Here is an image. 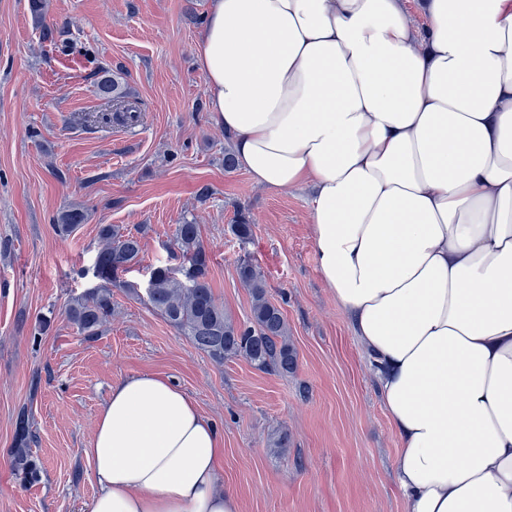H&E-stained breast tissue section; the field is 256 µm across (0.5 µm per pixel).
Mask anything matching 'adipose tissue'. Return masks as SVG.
I'll list each match as a JSON object with an SVG mask.
<instances>
[{"label": "adipose tissue", "mask_w": 512, "mask_h": 512, "mask_svg": "<svg viewBox=\"0 0 512 512\" xmlns=\"http://www.w3.org/2000/svg\"><path fill=\"white\" fill-rule=\"evenodd\" d=\"M212 0L195 55L256 184L309 189L397 432L404 512H512V0ZM90 512H241L169 378L114 383Z\"/></svg>", "instance_id": "ef3b65f1"}]
</instances>
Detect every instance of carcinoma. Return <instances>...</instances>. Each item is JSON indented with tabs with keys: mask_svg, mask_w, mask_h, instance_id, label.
Returning a JSON list of instances; mask_svg holds the SVG:
<instances>
[{
	"mask_svg": "<svg viewBox=\"0 0 512 512\" xmlns=\"http://www.w3.org/2000/svg\"><path fill=\"white\" fill-rule=\"evenodd\" d=\"M96 86L116 118L127 123L139 121L140 110L128 102L118 78H102ZM88 217L87 209L71 208L57 220L58 234L63 238L70 236ZM230 231L245 242L252 235V224L245 214L239 213ZM99 239L100 247L91 267L98 283L71 299L65 308L68 322L88 338L99 335L112 321V289L123 287L118 273L136 262L142 251L138 235L124 233L112 224L100 225ZM174 246L186 264L177 270L168 266L153 268L144 292H136L138 299L218 364L241 357L260 371L280 375L293 371L296 352L288 339V325L281 308L268 299L267 284L259 268L243 262L237 269L240 282L252 297L251 318L238 325L224 312L210 286L199 225L188 219L177 225ZM17 428V448L10 453L11 467L21 480L35 482L40 468L30 452L33 436L27 413L18 416Z\"/></svg>",
	"mask_w": 512,
	"mask_h": 512,
	"instance_id": "cac0c4a2",
	"label": "carcinoma"
}]
</instances>
